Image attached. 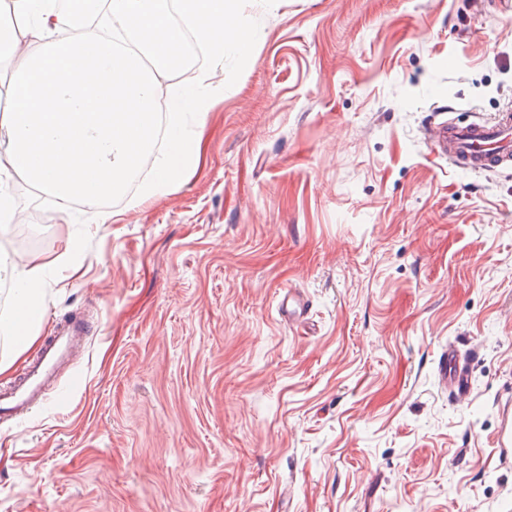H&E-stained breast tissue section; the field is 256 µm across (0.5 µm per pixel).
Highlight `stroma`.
Here are the masks:
<instances>
[{
    "instance_id": "obj_1",
    "label": "stroma",
    "mask_w": 512,
    "mask_h": 512,
    "mask_svg": "<svg viewBox=\"0 0 512 512\" xmlns=\"http://www.w3.org/2000/svg\"><path fill=\"white\" fill-rule=\"evenodd\" d=\"M253 39L172 190L55 215L32 345L88 322L63 399L0 421V512H512V167L454 168L430 125L512 110V13L487 0H244ZM306 304L305 328L280 309ZM469 357L471 402L438 365ZM500 426L497 433L499 459L503 463H512V406L500 409Z\"/></svg>"
}]
</instances>
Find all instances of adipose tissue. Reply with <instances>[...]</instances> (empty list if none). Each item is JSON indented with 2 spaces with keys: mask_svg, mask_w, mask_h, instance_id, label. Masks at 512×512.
Instances as JSON below:
<instances>
[{
  "mask_svg": "<svg viewBox=\"0 0 512 512\" xmlns=\"http://www.w3.org/2000/svg\"><path fill=\"white\" fill-rule=\"evenodd\" d=\"M243 0H76L64 12L58 0H0V58L28 44L37 55L12 75V105L0 125V232L14 224L11 185L21 178L54 199L57 211L72 202L93 204L124 191L152 155L157 105L170 62L182 52L190 27L213 64L228 43L247 45L239 21ZM211 72L195 70L168 118L170 140L159 176L143 196L178 184L193 157L185 113L204 118ZM46 265L19 261L0 250V284L10 306L0 311V337L21 354L40 318Z\"/></svg>",
  "mask_w": 512,
  "mask_h": 512,
  "instance_id": "1",
  "label": "adipose tissue"
}]
</instances>
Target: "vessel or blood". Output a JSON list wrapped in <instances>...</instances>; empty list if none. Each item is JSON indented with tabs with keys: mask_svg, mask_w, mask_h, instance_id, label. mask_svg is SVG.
Wrapping results in <instances>:
<instances>
[{
	"mask_svg": "<svg viewBox=\"0 0 512 512\" xmlns=\"http://www.w3.org/2000/svg\"><path fill=\"white\" fill-rule=\"evenodd\" d=\"M436 153L461 170L494 173L512 163V113L501 112L493 119H474L467 123L448 119L436 132L432 142ZM88 325L81 320L57 324L55 332L43 343L41 357L11 389L0 394V416L18 417L35 404L43 402L54 387V377L60 364L83 351ZM440 381L457 404L471 400L472 381L467 362L455 349H448L439 369ZM499 459L512 463V406L500 411L497 433Z\"/></svg>",
	"mask_w": 512,
	"mask_h": 512,
	"instance_id": "1",
	"label": "vessel or blood"
}]
</instances>
